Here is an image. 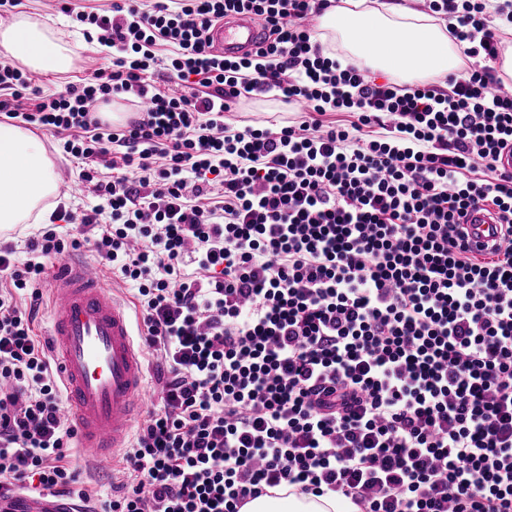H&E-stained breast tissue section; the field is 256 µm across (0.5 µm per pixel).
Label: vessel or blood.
I'll return each instance as SVG.
<instances>
[{
	"label": "vessel or blood",
	"instance_id": "b4317fda",
	"mask_svg": "<svg viewBox=\"0 0 512 512\" xmlns=\"http://www.w3.org/2000/svg\"><path fill=\"white\" fill-rule=\"evenodd\" d=\"M264 33L259 20L235 16L212 26L208 38L212 53L230 58L255 49ZM466 228L472 242L501 240L487 212H472ZM48 282L50 342L63 365L61 416L79 432L83 458L93 466L118 454L146 416L149 350L136 341L125 302L107 290L98 268L68 256L49 270Z\"/></svg>",
	"mask_w": 512,
	"mask_h": 512
}]
</instances>
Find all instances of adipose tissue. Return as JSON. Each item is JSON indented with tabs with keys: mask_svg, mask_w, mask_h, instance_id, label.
<instances>
[{
	"mask_svg": "<svg viewBox=\"0 0 512 512\" xmlns=\"http://www.w3.org/2000/svg\"><path fill=\"white\" fill-rule=\"evenodd\" d=\"M321 27L335 35L353 59L402 82L453 73L462 65L445 24L407 7L386 5L377 9L364 0H342L324 13ZM381 29L387 31V40L377 39ZM0 47L44 73L68 66L64 48L42 25L27 18L0 24ZM58 192L43 140L24 128L0 123V228L47 222L49 213L43 203ZM354 510L350 501L332 493L303 498L262 496L244 507V512Z\"/></svg>",
	"mask_w": 512,
	"mask_h": 512,
	"instance_id": "1",
	"label": "adipose tissue"
}]
</instances>
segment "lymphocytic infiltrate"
Returning <instances> with one entry per match:
<instances>
[{
	"label": "lymphocytic infiltrate",
	"mask_w": 512,
	"mask_h": 512,
	"mask_svg": "<svg viewBox=\"0 0 512 512\" xmlns=\"http://www.w3.org/2000/svg\"><path fill=\"white\" fill-rule=\"evenodd\" d=\"M425 2L465 73L377 82L314 26L332 0H63L116 48L109 65L42 95L0 59V114L53 137L99 199L53 213L80 236L41 230L23 259L0 244V488L90 499L33 331L49 265L82 249L136 283L169 372L105 512H241L282 489L357 512H512V79L495 67L512 0ZM244 14L264 41L210 53V26ZM162 42L182 93L149 79ZM267 94L302 119L227 123L229 98ZM118 100L137 113L102 120ZM477 208L499 248L470 244Z\"/></svg>",
	"instance_id": "f902f5d3"
}]
</instances>
